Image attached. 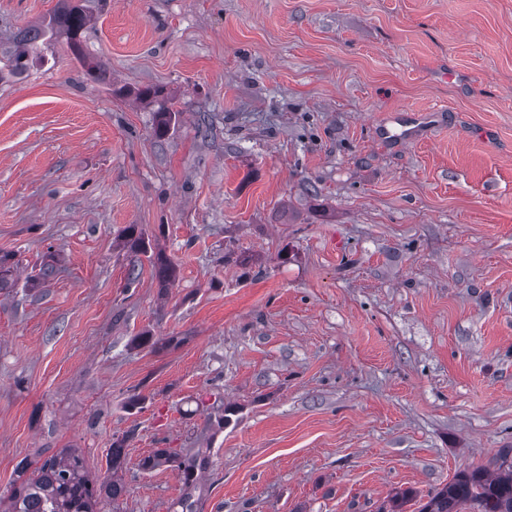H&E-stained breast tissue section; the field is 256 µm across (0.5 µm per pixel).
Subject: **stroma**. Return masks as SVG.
<instances>
[{
    "instance_id": "stroma-1",
    "label": "stroma",
    "mask_w": 512,
    "mask_h": 512,
    "mask_svg": "<svg viewBox=\"0 0 512 512\" xmlns=\"http://www.w3.org/2000/svg\"><path fill=\"white\" fill-rule=\"evenodd\" d=\"M81 2L103 83L63 39L0 81V495L61 448L104 474L119 441L103 512H173L178 471L140 467L160 448L207 451L197 512H377L398 491L418 512L495 472L512 0ZM57 3L0 0V47ZM406 113L430 119L379 138Z\"/></svg>"
}]
</instances>
